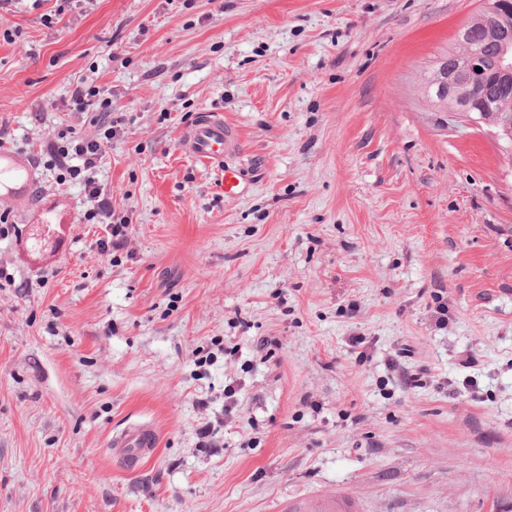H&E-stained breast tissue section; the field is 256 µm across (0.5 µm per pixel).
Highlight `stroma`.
I'll return each instance as SVG.
<instances>
[{
  "label": "stroma",
  "instance_id": "1",
  "mask_svg": "<svg viewBox=\"0 0 512 512\" xmlns=\"http://www.w3.org/2000/svg\"><path fill=\"white\" fill-rule=\"evenodd\" d=\"M479 4L0 10L28 175L0 196V512H512V153L420 90ZM83 80L133 217L112 252L82 186L29 162L97 136ZM208 111L240 132V193L182 148ZM133 422L160 436L135 463L112 447Z\"/></svg>",
  "mask_w": 512,
  "mask_h": 512
}]
</instances>
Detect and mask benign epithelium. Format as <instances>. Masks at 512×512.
I'll return each instance as SVG.
<instances>
[{"mask_svg": "<svg viewBox=\"0 0 512 512\" xmlns=\"http://www.w3.org/2000/svg\"><path fill=\"white\" fill-rule=\"evenodd\" d=\"M490 34L501 46L496 65L501 77L508 81L512 79V57L508 56L512 49V30L496 26L490 28ZM483 66L482 57L476 54L462 56L452 67L440 64L433 80L437 99L431 105L438 112L450 111L466 117L477 111L479 121L494 124L498 137L511 139L512 121H499L496 113L483 111L484 105L472 98V85L479 77L476 68Z\"/></svg>", "mask_w": 512, "mask_h": 512, "instance_id": "obj_1", "label": "benign epithelium"}]
</instances>
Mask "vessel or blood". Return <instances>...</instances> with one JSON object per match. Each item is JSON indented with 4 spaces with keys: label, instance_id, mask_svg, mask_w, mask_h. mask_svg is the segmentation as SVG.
<instances>
[{
    "label": "vessel or blood",
    "instance_id": "b4317fda",
    "mask_svg": "<svg viewBox=\"0 0 512 512\" xmlns=\"http://www.w3.org/2000/svg\"><path fill=\"white\" fill-rule=\"evenodd\" d=\"M241 138L238 130L225 123L216 114L203 113L186 130L183 148L193 159L224 170V192L235 193L240 181L237 171L224 165L225 155L238 151ZM115 448L127 460L140 459L158 445V434L154 427L147 424H134L127 427L112 441Z\"/></svg>",
    "mask_w": 512,
    "mask_h": 512
}]
</instances>
